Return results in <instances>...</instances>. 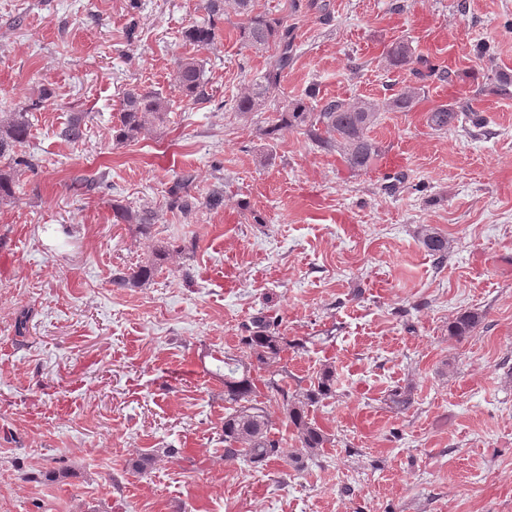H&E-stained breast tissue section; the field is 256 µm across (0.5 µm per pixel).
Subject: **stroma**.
<instances>
[{"mask_svg": "<svg viewBox=\"0 0 512 512\" xmlns=\"http://www.w3.org/2000/svg\"><path fill=\"white\" fill-rule=\"evenodd\" d=\"M254 2L295 46L265 109L242 115L234 101L266 56L240 43L233 8L200 48L183 33L208 22L206 0H0V104L41 103L33 165L0 204V500L9 512H512V96H476V127L426 122L512 74V0ZM399 40L455 77L428 80L412 110L371 130L396 170L351 171L296 129L268 135L312 88L399 94L414 81L385 65ZM183 54L203 60L209 101L181 94ZM135 86L170 110L119 145ZM78 114L83 139H62ZM187 170L196 196L219 187L223 205L168 209ZM77 177L99 186L75 192ZM145 201L149 238L113 212ZM424 227L450 240L444 265ZM161 246L172 252L152 280L113 287ZM468 311L481 323L451 336ZM263 314L295 343L289 384L336 371L335 397L310 409L334 438L318 462L224 457L215 356H243V327ZM147 453L155 463L134 471Z\"/></svg>", "mask_w": 512, "mask_h": 512, "instance_id": "stroma-1", "label": "stroma"}]
</instances>
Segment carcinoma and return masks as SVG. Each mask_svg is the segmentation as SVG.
Segmentation results:
<instances>
[{"mask_svg": "<svg viewBox=\"0 0 512 512\" xmlns=\"http://www.w3.org/2000/svg\"><path fill=\"white\" fill-rule=\"evenodd\" d=\"M231 2L234 12L243 17L238 27L239 39L248 49L256 53L276 52L269 56L265 70L259 77L248 83L235 100L236 111L248 114L260 109L279 88L283 71L292 56L293 40L291 28L280 19H270L254 12V0H206V9L212 20L203 25H194L184 32L186 41L207 47L219 36L215 20L224 15V4ZM387 65L404 68L418 65L416 75L421 78L436 77L441 81L453 82L450 70L437 68L417 54L407 41H398L388 48ZM177 83L182 95L194 101H207L204 64L193 55L177 59ZM420 101L419 89L413 86L385 101L327 99L315 108L303 101L277 113L272 120V131L294 128L304 134L318 147L336 152L341 161L350 169L362 171L380 153L377 142L369 136L378 123L381 113L404 111ZM37 108L33 104L30 109ZM28 109V110H30ZM28 110L0 112V157L28 140L31 123ZM169 111L168 101L155 90L132 88L121 103L120 123L113 128V140L122 144L132 141L153 123L162 119ZM467 118L478 124L481 119L473 108L472 99L441 105L427 113V124L436 131H446ZM83 117H73L60 130V136L67 141L77 142L83 138ZM195 175L189 171L181 173L167 191V205L171 210L187 216L202 205L216 208L224 202V195L216 191L205 201L191 195L190 189ZM16 180L14 169H0V202L11 201L15 195ZM117 217L127 224H137L142 235L151 237L154 226V211L147 204L137 209L118 206ZM421 243L437 264L448 260L451 248L447 237L431 228L421 230ZM155 268L144 266L127 274L119 271L112 277L117 288H140L149 282ZM480 322L479 314L468 312L452 323L451 334L463 338L469 335ZM248 335L241 338L246 356L243 358L224 357V402L229 404L224 415V457L242 459L254 465H262L278 459L284 454L287 439L274 431L273 422L265 402L260 400L261 390L282 397V408L286 427L291 439L297 443L291 459L299 463L304 459L314 460L324 455V448L333 443L331 435L310 418L309 408L335 393L336 376L327 366L311 381L309 386L296 394L288 395V370L283 363L284 352L288 349V338L280 334L277 318L260 316L246 327Z\"/></svg>", "mask_w": 512, "mask_h": 512, "instance_id": "carcinoma-1", "label": "carcinoma"}]
</instances>
